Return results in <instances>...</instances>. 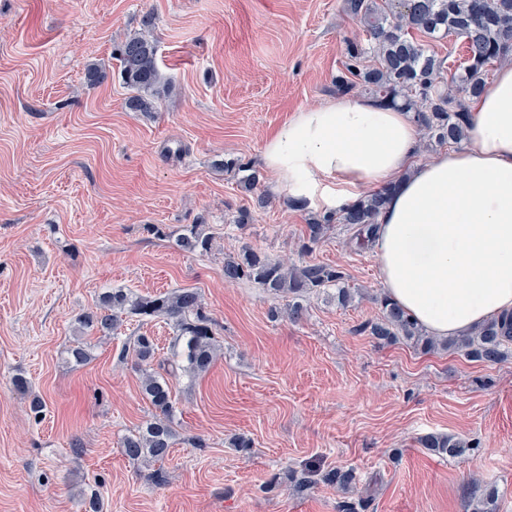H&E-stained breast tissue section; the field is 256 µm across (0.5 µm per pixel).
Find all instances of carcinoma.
Masks as SVG:
<instances>
[{
  "mask_svg": "<svg viewBox=\"0 0 512 512\" xmlns=\"http://www.w3.org/2000/svg\"><path fill=\"white\" fill-rule=\"evenodd\" d=\"M346 12L358 20L361 33L345 41L341 68L332 80L338 95L356 94L383 108L412 113L422 132L418 149L428 145L459 147L467 141L469 111L467 100L480 95L486 87L490 69L512 60V0H345ZM151 19L143 29L130 33L119 42L112 55L119 62L123 84L131 91L126 108L131 112H151L156 100L170 94L172 81L157 64V42L151 31ZM454 36L464 42V65L452 68L449 56L441 55L433 43ZM216 165L226 172H242L240 187L253 192L258 174L246 172L236 159L220 160ZM396 186L388 184L364 193L355 203L307 219V248L328 237L335 225L352 232L358 243H369L378 217ZM179 245L193 253L212 249V236L204 224H189ZM224 281H248L288 299V319H302L306 308L301 303L309 293L336 289L342 306L352 302L358 291L346 284L345 274L324 264L298 266L286 260H274L245 245L224 257ZM382 316L363 324L359 331L380 343H392L403 337L429 353L439 347L462 349L467 357L497 363L512 344V323L490 319L457 340H441L427 334L422 326L388 298L381 301ZM173 320L177 340L183 344L175 367L198 375L210 366L215 349L214 321L204 310L200 294L190 288L171 293L139 296L123 288H114L99 296L97 311L80 319L86 327L110 334L124 317ZM132 352L141 363L153 361L156 344L153 337H134ZM145 398L157 411L145 428L125 436L121 442L130 459H164L175 445L170 425L172 410L169 382L159 372L149 373L142 382ZM428 451L451 457L466 451L462 440L437 433L420 438ZM354 480L349 469L331 468L322 481L346 490Z\"/></svg>",
  "mask_w": 512,
  "mask_h": 512,
  "instance_id": "cac0c4a2",
  "label": "carcinoma"
}]
</instances>
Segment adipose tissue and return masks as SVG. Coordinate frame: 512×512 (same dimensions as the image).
<instances>
[{
  "mask_svg": "<svg viewBox=\"0 0 512 512\" xmlns=\"http://www.w3.org/2000/svg\"><path fill=\"white\" fill-rule=\"evenodd\" d=\"M469 115V147L422 163L411 113L355 99L301 109L262 151L279 187L325 212L398 182L372 243L380 281L439 337L512 319V63Z\"/></svg>",
  "mask_w": 512,
  "mask_h": 512,
  "instance_id": "1",
  "label": "adipose tissue"
}]
</instances>
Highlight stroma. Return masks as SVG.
Returning a JSON list of instances; mask_svg holds the SVG:
<instances>
[{"label":"stroma","instance_id":"1","mask_svg":"<svg viewBox=\"0 0 512 512\" xmlns=\"http://www.w3.org/2000/svg\"><path fill=\"white\" fill-rule=\"evenodd\" d=\"M148 17L175 90L131 112L112 45ZM357 28L343 0H0V512H84L94 495L102 512H338L344 500L356 512H473L489 485L497 512H512V351L492 364L357 334L382 313L372 250L338 226L298 253L311 210L263 170L277 127L335 99ZM93 63L108 73L96 86ZM224 158L258 170L271 198L241 229L253 195L215 168ZM201 220L211 251H183L180 230ZM245 245L337 267L358 295L343 307L313 293L301 321L271 318L284 298L224 282L225 255ZM113 288H192L215 322L209 370L169 378L176 437L161 462L121 448L155 414L123 348L148 334L161 361L176 332L162 317L126 318L107 336L81 326ZM79 342L84 365L68 354ZM429 433L471 449L433 454L420 444ZM239 436L249 450L233 447ZM309 466L352 469V492L319 480L296 490L290 472Z\"/></svg>","mask_w":512,"mask_h":512}]
</instances>
